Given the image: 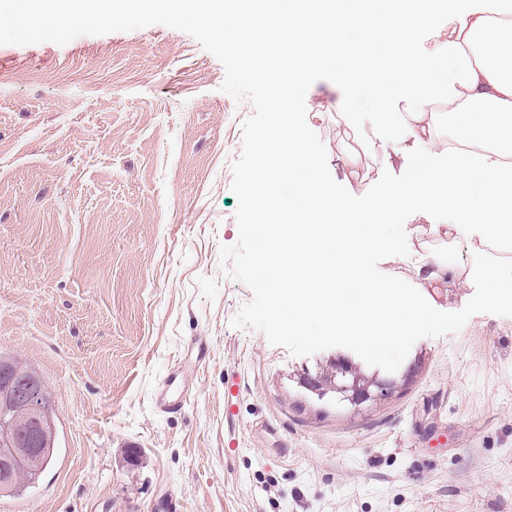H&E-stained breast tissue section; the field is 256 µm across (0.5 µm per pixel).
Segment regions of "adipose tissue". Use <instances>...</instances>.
<instances>
[{
	"label": "adipose tissue",
	"instance_id": "adipose-tissue-1",
	"mask_svg": "<svg viewBox=\"0 0 512 512\" xmlns=\"http://www.w3.org/2000/svg\"><path fill=\"white\" fill-rule=\"evenodd\" d=\"M273 0H0V32L54 36L76 21L97 23L161 6L207 23L216 39H224L229 17L255 20L249 38L231 49L250 57V72L272 89L268 127L261 160L247 177V210L251 232L261 247L260 259L269 286L287 305L276 316L289 332L318 324L319 337L345 336L371 351L400 347L429 318L424 306L408 301L400 283L367 279L361 258L367 251L387 250L383 237H367L361 225L349 223L333 187L321 176L316 154L303 136L299 112L307 81L327 59L336 63V81L346 92L365 94L372 113L391 107L389 73L410 99L426 91L446 95L440 112L402 114L389 144L394 153L420 148L427 176L396 188L376 201L373 217L426 196L442 214L432 231L472 249H512V0H476L448 24L446 41L426 53L416 49L412 18L424 16L428 0H394V8L376 15L369 0L337 12L336 0H297L296 10L273 15ZM362 40L355 53L337 52L349 29ZM296 33L289 54L277 68L255 53L251 41L271 30ZM452 123L441 140L442 122ZM483 178L479 193L470 190L474 175ZM298 181L309 205L290 209L276 191L280 180ZM277 216L274 224L265 215Z\"/></svg>",
	"mask_w": 512,
	"mask_h": 512
}]
</instances>
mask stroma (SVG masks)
I'll return each instance as SVG.
<instances>
[{
	"mask_svg": "<svg viewBox=\"0 0 512 512\" xmlns=\"http://www.w3.org/2000/svg\"><path fill=\"white\" fill-rule=\"evenodd\" d=\"M224 77L159 24L0 46V350L47 381L59 433L0 512H512V317L419 339L411 381L358 412L299 384L335 349L294 357L232 327L252 292L219 248L238 240L231 166L253 108ZM370 109L327 65L301 110L353 219L421 170L385 155ZM432 223L410 216L409 256L379 270L417 284L414 254L448 252ZM474 292L443 274L427 300L452 312Z\"/></svg>",
	"mask_w": 512,
	"mask_h": 512,
	"instance_id": "1",
	"label": "stroma"
}]
</instances>
